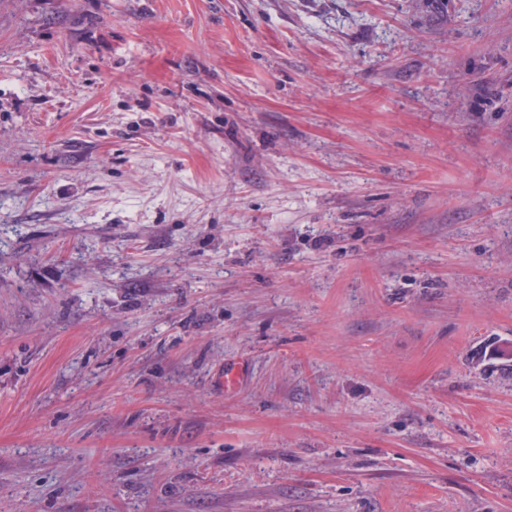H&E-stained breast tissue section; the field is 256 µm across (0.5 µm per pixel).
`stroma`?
Masks as SVG:
<instances>
[{
    "label": "stroma",
    "instance_id": "stroma-1",
    "mask_svg": "<svg viewBox=\"0 0 512 512\" xmlns=\"http://www.w3.org/2000/svg\"><path fill=\"white\" fill-rule=\"evenodd\" d=\"M0 512H512V0H0Z\"/></svg>",
    "mask_w": 512,
    "mask_h": 512
}]
</instances>
